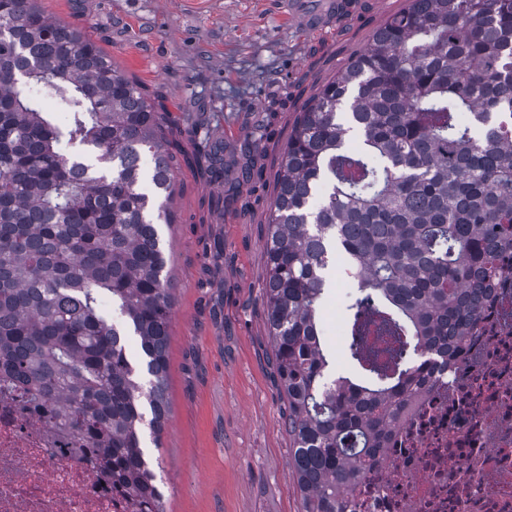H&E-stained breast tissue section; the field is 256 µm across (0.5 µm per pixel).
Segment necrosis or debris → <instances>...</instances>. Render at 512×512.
<instances>
[{"mask_svg": "<svg viewBox=\"0 0 512 512\" xmlns=\"http://www.w3.org/2000/svg\"><path fill=\"white\" fill-rule=\"evenodd\" d=\"M459 357L429 384L356 485V512H512V251ZM0 512H129L124 492L46 417L0 395Z\"/></svg>", "mask_w": 512, "mask_h": 512, "instance_id": "obj_1", "label": "necrosis or debris"}]
</instances>
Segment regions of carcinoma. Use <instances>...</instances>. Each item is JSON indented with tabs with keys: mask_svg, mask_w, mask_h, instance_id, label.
<instances>
[{
	"mask_svg": "<svg viewBox=\"0 0 512 512\" xmlns=\"http://www.w3.org/2000/svg\"><path fill=\"white\" fill-rule=\"evenodd\" d=\"M246 156L258 139L208 136L187 162L233 192ZM173 182L150 96L40 0H0V391L90 449L131 512H165L141 433L157 445L169 419L175 285L153 218L169 222ZM267 225L263 300L301 512H353L355 484L425 390L410 352L459 350L512 248V0H407L390 15L297 113ZM338 259L359 290L350 334L397 343L384 361L351 349V376L319 329ZM119 336L137 337L140 361Z\"/></svg>",
	"mask_w": 512,
	"mask_h": 512,
	"instance_id": "1",
	"label": "carcinoma"
}]
</instances>
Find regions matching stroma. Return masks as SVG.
<instances>
[{"label":"stroma","instance_id":"obj_1","mask_svg":"<svg viewBox=\"0 0 512 512\" xmlns=\"http://www.w3.org/2000/svg\"><path fill=\"white\" fill-rule=\"evenodd\" d=\"M290 0H43L52 18L90 37L118 68L154 94L167 124L174 168L171 224L160 227L176 283L160 442L166 512H299L284 416L288 403L272 362L262 299L263 249L275 175L295 116L309 96L372 41L375 28L406 0H346L347 12L309 31ZM262 160L217 212L220 184L184 156L188 127L204 116L213 138L242 142L268 107ZM320 312L328 341L358 293L344 263ZM336 371L348 374V342H337Z\"/></svg>","mask_w":512,"mask_h":512}]
</instances>
